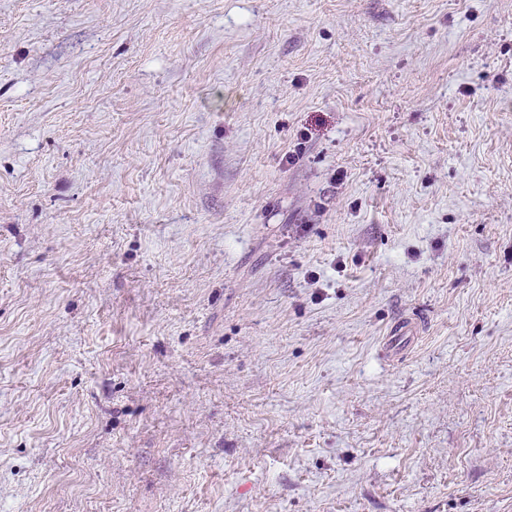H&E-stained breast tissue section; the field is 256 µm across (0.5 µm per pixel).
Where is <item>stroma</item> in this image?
<instances>
[{"mask_svg":"<svg viewBox=\"0 0 512 512\" xmlns=\"http://www.w3.org/2000/svg\"><path fill=\"white\" fill-rule=\"evenodd\" d=\"M0 512H512V0H0Z\"/></svg>","mask_w":512,"mask_h":512,"instance_id":"1","label":"stroma"}]
</instances>
